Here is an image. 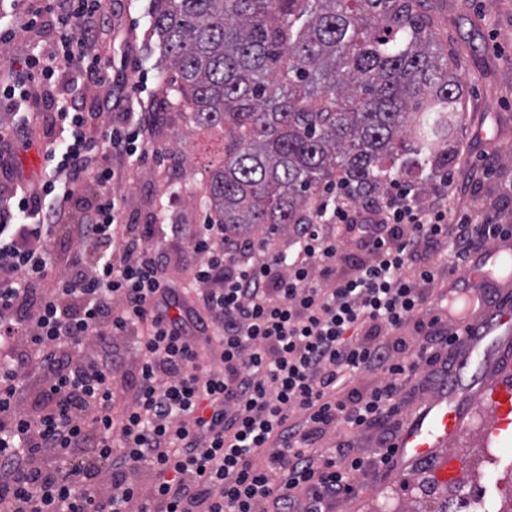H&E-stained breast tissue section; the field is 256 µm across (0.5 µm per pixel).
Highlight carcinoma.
<instances>
[{
	"label": "carcinoma",
	"instance_id": "1",
	"mask_svg": "<svg viewBox=\"0 0 512 512\" xmlns=\"http://www.w3.org/2000/svg\"><path fill=\"white\" fill-rule=\"evenodd\" d=\"M428 0H154L173 106L223 134L204 166L211 222L304 220L343 179L365 202L456 160L465 103Z\"/></svg>",
	"mask_w": 512,
	"mask_h": 512
}]
</instances>
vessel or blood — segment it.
Here are the masks:
<instances>
[{"mask_svg":"<svg viewBox=\"0 0 512 512\" xmlns=\"http://www.w3.org/2000/svg\"><path fill=\"white\" fill-rule=\"evenodd\" d=\"M510 265L512 238L497 237L486 241L467 262L468 278L491 284L492 299L459 290L456 281H449V291L460 292L467 303L464 320L454 323L463 333L454 381L441 384L431 398L407 414L393 440L398 472L429 461L435 479L447 482L456 463L446 449L467 423L474 400L490 401L495 409L490 434L512 433V281L494 277L495 270Z\"/></svg>","mask_w":512,"mask_h":512,"instance_id":"1","label":"vessel or blood"}]
</instances>
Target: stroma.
<instances>
[{
  "label": "stroma",
  "mask_w": 512,
  "mask_h": 512,
  "mask_svg": "<svg viewBox=\"0 0 512 512\" xmlns=\"http://www.w3.org/2000/svg\"><path fill=\"white\" fill-rule=\"evenodd\" d=\"M103 5L111 10L115 29L97 33L94 47L111 59L113 74L139 76L134 111L158 115L150 142L153 156L139 165L114 159L121 176L113 191L125 200L134 223L153 218L167 224L203 223L207 180L200 155L208 137L172 104L168 67L151 28L153 0H103ZM437 21L444 45L454 52L453 68L466 86L464 120L456 134L458 154L450 170L454 204L497 211L512 225V0H438ZM59 32L55 16L47 14L30 32L0 43V70L23 59L33 43L55 45ZM45 142L43 121H32L27 139L11 145V169L0 190L10 191L22 179L39 183ZM445 377L440 370H419L400 378L397 415L359 429L336 424L321 437L319 447L344 441L354 456L373 457L381 433L397 431L401 417L427 399ZM493 417L488 405H478L450 452L472 496L498 503L512 497V441L483 444L481 434ZM431 470L424 462L406 479L391 471L357 473L352 493L337 497L331 512H436L437 499L420 489Z\"/></svg>",
  "instance_id": "stroma-1"
}]
</instances>
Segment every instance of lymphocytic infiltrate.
<instances>
[{
    "instance_id": "obj_1",
    "label": "lymphocytic infiltrate",
    "mask_w": 512,
    "mask_h": 512,
    "mask_svg": "<svg viewBox=\"0 0 512 512\" xmlns=\"http://www.w3.org/2000/svg\"><path fill=\"white\" fill-rule=\"evenodd\" d=\"M93 18L111 22L101 0H58L57 48L21 63L16 95L51 137L40 187L0 201V512H328L395 450L387 435L369 459L314 438L396 411L395 377L434 369L456 342L434 313L441 269L512 226L455 210L446 179L422 204L401 182L360 208L344 184L326 187L282 247L220 224L126 223L111 161L145 160L150 117L126 111L122 89L93 128L69 104L70 81L112 82ZM89 183L96 203L71 219ZM66 237L80 247L62 261L50 245ZM174 240L187 252H169ZM173 260L202 306L186 318L169 313ZM127 366L116 416L112 377ZM363 371L388 381L346 390Z\"/></svg>"
}]
</instances>
